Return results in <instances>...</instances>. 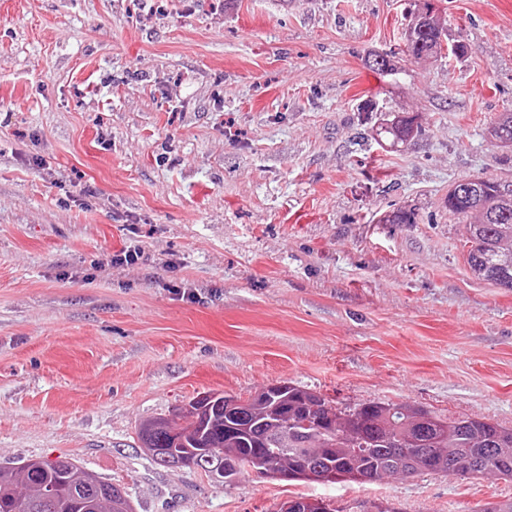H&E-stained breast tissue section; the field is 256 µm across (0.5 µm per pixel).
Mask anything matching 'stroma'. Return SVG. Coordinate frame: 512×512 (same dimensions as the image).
Listing matches in <instances>:
<instances>
[{"label":"stroma","mask_w":512,"mask_h":512,"mask_svg":"<svg viewBox=\"0 0 512 512\" xmlns=\"http://www.w3.org/2000/svg\"><path fill=\"white\" fill-rule=\"evenodd\" d=\"M0 0V464L68 456L135 512H482L504 480L233 485L157 466L148 419L288 381L512 426V290L454 182H512V0ZM388 56L387 73L368 58ZM417 115L407 142L383 120ZM413 224H385L397 208ZM139 250L132 266L113 255ZM426 2V10L421 17L422 24L415 32L412 46L406 44V55L414 60L427 59L438 54L441 56L445 50L448 55L455 57L464 55L467 51L463 44H448V41L443 44L446 33L434 20L430 1Z\"/></svg>","instance_id":"1"}]
</instances>
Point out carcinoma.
Returning <instances> with one entry per match:
<instances>
[{
	"instance_id": "cac0c4a2",
	"label": "carcinoma",
	"mask_w": 512,
	"mask_h": 512,
	"mask_svg": "<svg viewBox=\"0 0 512 512\" xmlns=\"http://www.w3.org/2000/svg\"><path fill=\"white\" fill-rule=\"evenodd\" d=\"M446 33L426 3L422 24L405 53L414 60L447 53L462 56V44H445ZM495 138L512 145V113L497 119ZM448 213L465 222L467 263L473 274L512 289V182L483 177L462 179L448 189ZM382 224H414L415 213L397 209ZM238 399L228 410L214 406L195 420L180 418L175 438L165 430L138 441L164 468L203 473L222 484L247 472L249 462L288 480L320 483L397 481L425 472L512 482V426L463 415H443L408 402L367 401L344 408L320 392L288 384V391ZM0 512H134L126 492L86 471L72 458L0 465Z\"/></svg>"
}]
</instances>
